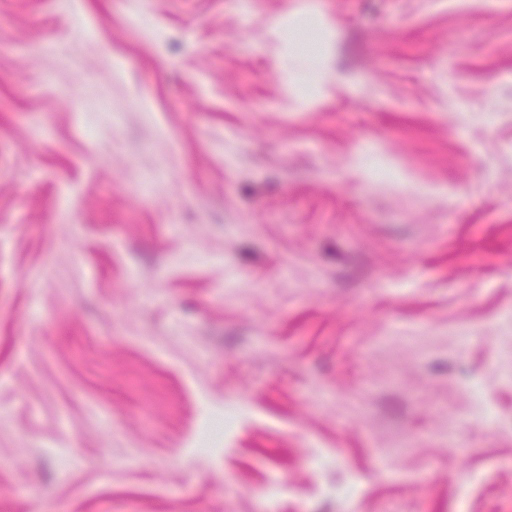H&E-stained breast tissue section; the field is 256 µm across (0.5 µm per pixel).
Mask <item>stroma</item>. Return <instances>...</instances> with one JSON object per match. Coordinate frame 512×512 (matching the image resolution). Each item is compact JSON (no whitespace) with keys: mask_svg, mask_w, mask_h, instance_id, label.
<instances>
[{"mask_svg":"<svg viewBox=\"0 0 512 512\" xmlns=\"http://www.w3.org/2000/svg\"><path fill=\"white\" fill-rule=\"evenodd\" d=\"M0 512H512V0H0Z\"/></svg>","mask_w":512,"mask_h":512,"instance_id":"1","label":"stroma"}]
</instances>
